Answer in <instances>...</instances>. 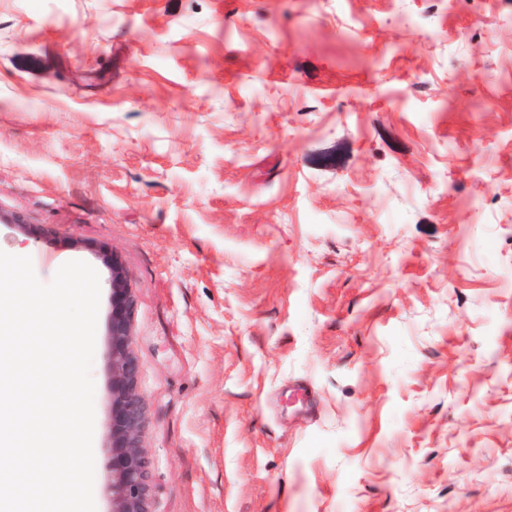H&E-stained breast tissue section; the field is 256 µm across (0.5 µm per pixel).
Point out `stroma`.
<instances>
[{
	"mask_svg": "<svg viewBox=\"0 0 512 512\" xmlns=\"http://www.w3.org/2000/svg\"><path fill=\"white\" fill-rule=\"evenodd\" d=\"M0 251L99 274L96 512L113 259L149 512H512V0H0Z\"/></svg>",
	"mask_w": 512,
	"mask_h": 512,
	"instance_id": "stroma-1",
	"label": "stroma"
}]
</instances>
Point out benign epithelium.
I'll return each mask as SVG.
<instances>
[{
  "label": "benign epithelium",
  "instance_id": "obj_1",
  "mask_svg": "<svg viewBox=\"0 0 512 512\" xmlns=\"http://www.w3.org/2000/svg\"><path fill=\"white\" fill-rule=\"evenodd\" d=\"M112 512H149V461L141 444L142 397L137 389V363L129 350L133 301L125 279L112 266Z\"/></svg>",
  "mask_w": 512,
  "mask_h": 512
}]
</instances>
